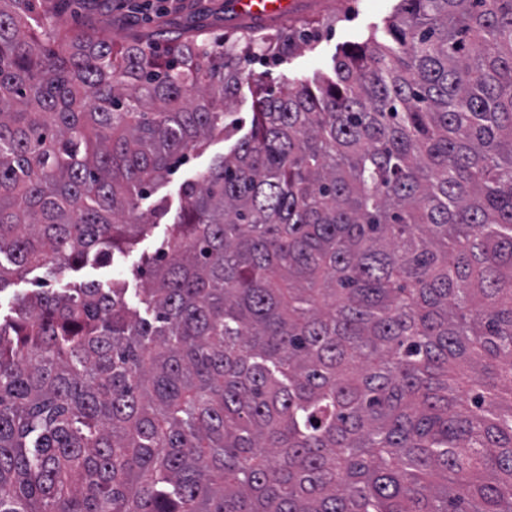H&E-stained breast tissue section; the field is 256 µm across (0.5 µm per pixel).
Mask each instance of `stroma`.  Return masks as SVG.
<instances>
[{
  "label": "stroma",
  "instance_id": "stroma-1",
  "mask_svg": "<svg viewBox=\"0 0 512 512\" xmlns=\"http://www.w3.org/2000/svg\"><path fill=\"white\" fill-rule=\"evenodd\" d=\"M298 2L297 9L288 17L255 21L237 16L234 0H180L178 7L160 13L152 9L132 13L121 0H38L40 11L58 17L73 31H85L117 43L144 40L158 30L182 42L202 38L231 41L245 31L256 38L298 35L305 32V22L312 20L316 23L314 31L309 32V41L294 54L277 56L260 49L241 61L242 89L225 114L226 123L235 129L234 139L216 138L203 151L192 153L186 164L157 184L151 197L141 202V212H150L159 199L168 200L171 207H178L183 182L197 179L215 158L232 149L235 138L250 132L256 106L255 88L276 89L311 78L318 72H328L333 57L341 48L363 42L369 34H376L379 41H387L385 22L402 6V0ZM165 233V224H157L140 240L134 254L107 267L85 266L71 272L70 277L79 282L95 280L106 286L115 280L125 281L129 303L139 305L143 280L134 275L133 268L140 255H153Z\"/></svg>",
  "mask_w": 512,
  "mask_h": 512
}]
</instances>
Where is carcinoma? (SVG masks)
Returning a JSON list of instances; mask_svg holds the SVG:
<instances>
[{
	"mask_svg": "<svg viewBox=\"0 0 512 512\" xmlns=\"http://www.w3.org/2000/svg\"><path fill=\"white\" fill-rule=\"evenodd\" d=\"M403 2L390 44L259 90L142 307L86 283L0 317V512H512V0ZM248 49L0 0V293L134 252Z\"/></svg>",
	"mask_w": 512,
	"mask_h": 512,
	"instance_id": "obj_1",
	"label": "carcinoma"
}]
</instances>
